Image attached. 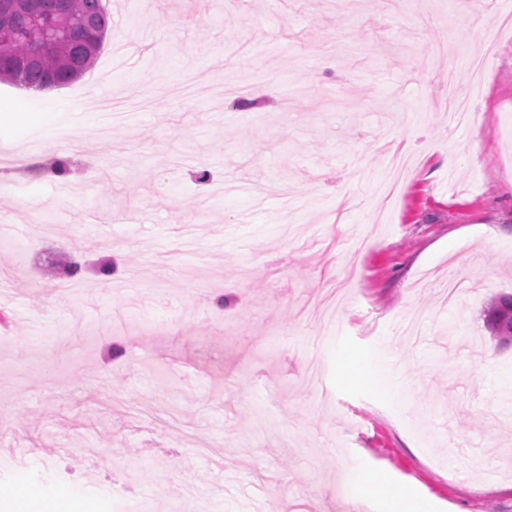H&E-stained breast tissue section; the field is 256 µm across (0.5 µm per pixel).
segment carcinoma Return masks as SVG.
Wrapping results in <instances>:
<instances>
[{
  "label": "carcinoma",
  "instance_id": "carcinoma-1",
  "mask_svg": "<svg viewBox=\"0 0 512 512\" xmlns=\"http://www.w3.org/2000/svg\"><path fill=\"white\" fill-rule=\"evenodd\" d=\"M0 24V82L43 91L62 88L87 72L97 58L110 17L103 0H42V10H14ZM484 321L499 343H512V294L493 296Z\"/></svg>",
  "mask_w": 512,
  "mask_h": 512
}]
</instances>
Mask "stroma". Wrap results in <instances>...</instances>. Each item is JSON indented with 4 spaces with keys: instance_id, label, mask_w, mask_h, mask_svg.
I'll list each match as a JSON object with an SVG mask.
<instances>
[{
    "instance_id": "obj_1",
    "label": "stroma",
    "mask_w": 512,
    "mask_h": 512,
    "mask_svg": "<svg viewBox=\"0 0 512 512\" xmlns=\"http://www.w3.org/2000/svg\"><path fill=\"white\" fill-rule=\"evenodd\" d=\"M105 3L90 71L0 82V488L387 512L343 494L376 467L430 512H512V345L482 315L512 293L492 0ZM269 89L275 108L239 107ZM357 358L390 389L341 382Z\"/></svg>"
}]
</instances>
